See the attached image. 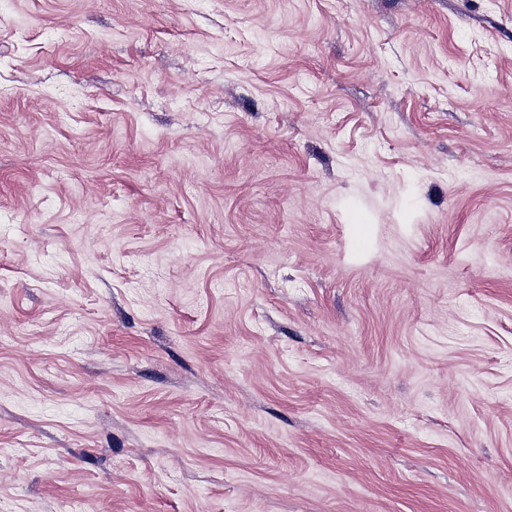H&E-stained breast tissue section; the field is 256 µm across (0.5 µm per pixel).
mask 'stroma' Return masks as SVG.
<instances>
[{
  "label": "stroma",
  "mask_w": 512,
  "mask_h": 512,
  "mask_svg": "<svg viewBox=\"0 0 512 512\" xmlns=\"http://www.w3.org/2000/svg\"><path fill=\"white\" fill-rule=\"evenodd\" d=\"M0 512H512V0H0Z\"/></svg>",
  "instance_id": "35a3bbf8"
}]
</instances>
